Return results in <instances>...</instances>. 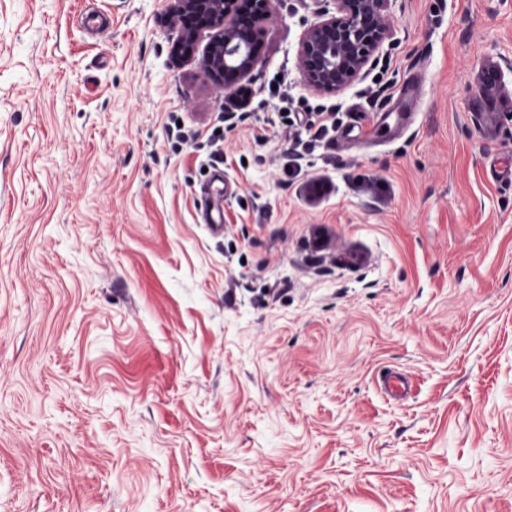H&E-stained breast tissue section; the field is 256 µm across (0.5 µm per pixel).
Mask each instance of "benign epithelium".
<instances>
[{
	"label": "benign epithelium",
	"mask_w": 512,
	"mask_h": 512,
	"mask_svg": "<svg viewBox=\"0 0 512 512\" xmlns=\"http://www.w3.org/2000/svg\"><path fill=\"white\" fill-rule=\"evenodd\" d=\"M237 0H175L177 15L189 20L182 50L190 53L200 32L211 39L203 60L216 83L224 76H248L260 56L244 30L248 20L237 17ZM387 0H336V14L308 29L300 45V61L307 84L317 91L339 92L357 78L374 53L391 35Z\"/></svg>",
	"instance_id": "benign-epithelium-1"
}]
</instances>
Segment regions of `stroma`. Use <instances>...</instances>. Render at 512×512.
I'll list each match as a JSON object with an SVG mask.
<instances>
[{"instance_id": "35a3bbf8", "label": "stroma", "mask_w": 512, "mask_h": 512, "mask_svg": "<svg viewBox=\"0 0 512 512\" xmlns=\"http://www.w3.org/2000/svg\"><path fill=\"white\" fill-rule=\"evenodd\" d=\"M173 4L0 0V512H512V0H389L336 93L273 0L242 101ZM216 182L224 185L223 172L216 171L213 174L209 182V186L213 188L212 192L205 198L202 205L204 224L207 225L212 236H219L224 232V210L221 204L224 188L223 186H214ZM382 390L395 399H402L409 390L408 380L396 371H390L380 376Z\"/></svg>"}]
</instances>
